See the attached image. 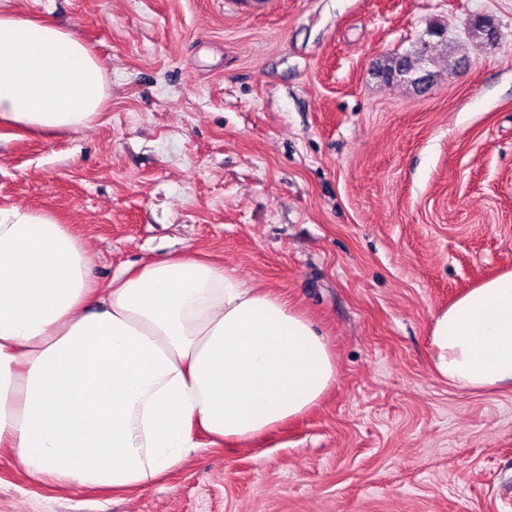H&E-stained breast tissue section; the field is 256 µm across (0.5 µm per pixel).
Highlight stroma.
Listing matches in <instances>:
<instances>
[{
	"label": "stroma",
	"instance_id": "stroma-1",
	"mask_svg": "<svg viewBox=\"0 0 512 512\" xmlns=\"http://www.w3.org/2000/svg\"><path fill=\"white\" fill-rule=\"evenodd\" d=\"M0 6L84 40L108 92L77 133L0 127V207L55 215L102 283L198 251L336 363L311 411L152 488L42 484L0 448V512H512V388L449 385L430 345L512 269V0ZM421 42L429 82L385 80Z\"/></svg>",
	"mask_w": 512,
	"mask_h": 512
}]
</instances>
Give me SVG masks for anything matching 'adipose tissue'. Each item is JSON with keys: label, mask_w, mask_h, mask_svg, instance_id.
Instances as JSON below:
<instances>
[{"label": "adipose tissue", "mask_w": 512, "mask_h": 512, "mask_svg": "<svg viewBox=\"0 0 512 512\" xmlns=\"http://www.w3.org/2000/svg\"><path fill=\"white\" fill-rule=\"evenodd\" d=\"M102 66L75 34L0 11V125L89 127ZM450 385L512 387V270L435 320ZM330 348L286 300L194 253L105 284L87 243L49 212L0 208V447L35 481L150 488L199 436L246 442L315 407Z\"/></svg>", "instance_id": "1"}]
</instances>
